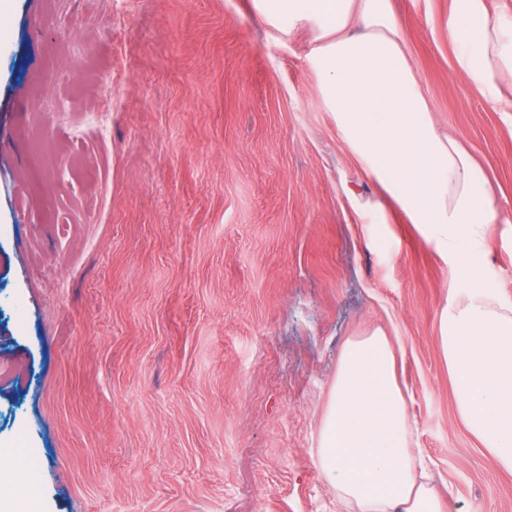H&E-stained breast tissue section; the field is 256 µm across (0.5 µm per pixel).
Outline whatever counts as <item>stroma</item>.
Wrapping results in <instances>:
<instances>
[{
	"mask_svg": "<svg viewBox=\"0 0 512 512\" xmlns=\"http://www.w3.org/2000/svg\"><path fill=\"white\" fill-rule=\"evenodd\" d=\"M437 123L512 213V109L452 0H391ZM0 461L48 512H352L317 465L346 340L382 331L454 512H512L438 333L454 273L359 166L253 0L0 8ZM481 257L512 301V223Z\"/></svg>",
	"mask_w": 512,
	"mask_h": 512,
	"instance_id": "stroma-1",
	"label": "stroma"
}]
</instances>
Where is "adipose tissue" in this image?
<instances>
[{
  "label": "adipose tissue",
  "mask_w": 512,
  "mask_h": 512,
  "mask_svg": "<svg viewBox=\"0 0 512 512\" xmlns=\"http://www.w3.org/2000/svg\"><path fill=\"white\" fill-rule=\"evenodd\" d=\"M273 28L313 35L308 55L321 98L364 171L466 279L438 319L442 350L467 429L512 472V302L478 266L487 228L512 222L489 193L484 169L432 115L390 0H254ZM448 37L456 66L488 101L512 76V14L486 0H452ZM412 426L389 341H348L339 360L318 464L356 512H448L411 452ZM0 512H44L40 497L0 465Z\"/></svg>",
  "instance_id": "adipose-tissue-1"
}]
</instances>
